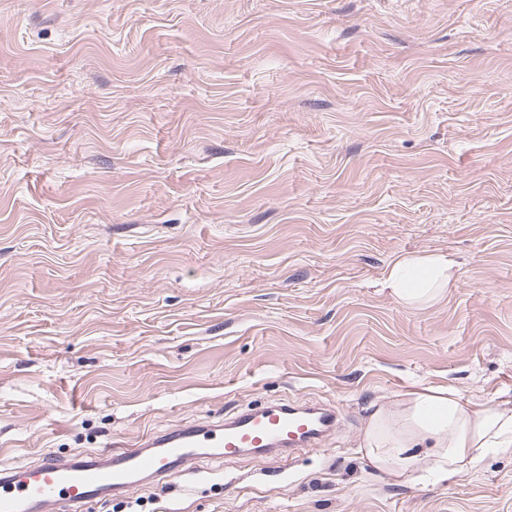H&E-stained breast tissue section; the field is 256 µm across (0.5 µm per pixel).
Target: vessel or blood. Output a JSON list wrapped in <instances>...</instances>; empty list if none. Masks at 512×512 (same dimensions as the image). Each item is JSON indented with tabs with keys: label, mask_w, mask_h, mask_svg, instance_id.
<instances>
[{
	"label": "vessel or blood",
	"mask_w": 512,
	"mask_h": 512,
	"mask_svg": "<svg viewBox=\"0 0 512 512\" xmlns=\"http://www.w3.org/2000/svg\"><path fill=\"white\" fill-rule=\"evenodd\" d=\"M336 415L319 408L272 405L231 421L153 431L118 453L104 450L62 458L50 453L26 463L0 464V512H91L100 500L129 492L144 479L182 474L200 458L310 448L333 428Z\"/></svg>",
	"instance_id": "b4317fda"
}]
</instances>
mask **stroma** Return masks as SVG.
Here are the masks:
<instances>
[{
	"label": "stroma",
	"instance_id": "obj_1",
	"mask_svg": "<svg viewBox=\"0 0 512 512\" xmlns=\"http://www.w3.org/2000/svg\"><path fill=\"white\" fill-rule=\"evenodd\" d=\"M423 253L445 299L378 292ZM415 385L512 394V0H0V459L323 404L95 512H512L511 453L371 469ZM396 304L423 310L441 301L455 288L454 262L445 254L406 255L395 260L378 283Z\"/></svg>",
	"mask_w": 512,
	"mask_h": 512
}]
</instances>
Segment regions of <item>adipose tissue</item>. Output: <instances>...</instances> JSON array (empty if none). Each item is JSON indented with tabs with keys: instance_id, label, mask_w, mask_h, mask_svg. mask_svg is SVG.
Wrapping results in <instances>:
<instances>
[{
	"instance_id": "adipose-tissue-1",
	"label": "adipose tissue",
	"mask_w": 512,
	"mask_h": 512,
	"mask_svg": "<svg viewBox=\"0 0 512 512\" xmlns=\"http://www.w3.org/2000/svg\"><path fill=\"white\" fill-rule=\"evenodd\" d=\"M447 255H406L379 283L396 304L423 310L455 287ZM359 446L373 470L396 479L452 480L487 455L512 452V399L480 406L452 387L421 386L371 404Z\"/></svg>"
}]
</instances>
